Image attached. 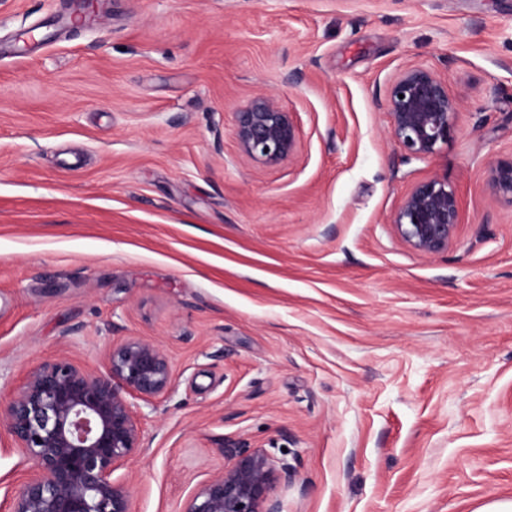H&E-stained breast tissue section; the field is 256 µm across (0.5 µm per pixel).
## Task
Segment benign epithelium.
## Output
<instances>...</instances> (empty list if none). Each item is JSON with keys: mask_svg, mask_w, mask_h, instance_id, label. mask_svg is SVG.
Returning <instances> with one entry per match:
<instances>
[{"mask_svg": "<svg viewBox=\"0 0 512 512\" xmlns=\"http://www.w3.org/2000/svg\"><path fill=\"white\" fill-rule=\"evenodd\" d=\"M384 107L391 138L407 160L434 158L454 136L459 102L448 94V81L432 70H401L387 88ZM234 138L241 154L274 166L296 155L300 134L291 113L274 98L261 97L235 113ZM488 184L512 204V157L490 165ZM390 224L419 254L448 251L460 225L456 190L441 176L415 183ZM172 382L166 355L140 339L111 346L104 374L65 359L36 367L21 390L0 404V428L31 469L9 498L8 512H131L129 486L113 478L141 441L130 399L161 398ZM223 452L229 463L202 483L184 512H280L270 492L277 481L295 478L288 462L243 441L225 442Z\"/></svg>", "mask_w": 512, "mask_h": 512, "instance_id": "obj_1", "label": "benign epithelium"}]
</instances>
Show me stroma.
<instances>
[{"mask_svg":"<svg viewBox=\"0 0 512 512\" xmlns=\"http://www.w3.org/2000/svg\"><path fill=\"white\" fill-rule=\"evenodd\" d=\"M448 80L456 132L405 160L381 106ZM274 96L295 156L242 155ZM512 0H0V399L41 362L105 372L157 344L169 395L114 477L183 512L225 441L284 457L281 512H480L512 501ZM447 177L424 256L390 217ZM30 470L0 437V500ZM233 132L240 153L267 166L298 151L299 127L291 112L282 110L272 97L254 99L236 112ZM488 171V184L493 192L512 205V155L493 162ZM390 223L413 251L425 256L447 252L460 225L456 190L446 177L419 181L406 193Z\"/></svg>","mask_w":512,"mask_h":512,"instance_id":"obj_1","label":"stroma"}]
</instances>
